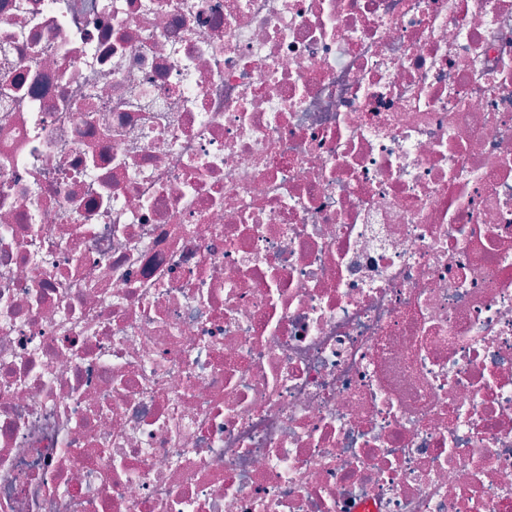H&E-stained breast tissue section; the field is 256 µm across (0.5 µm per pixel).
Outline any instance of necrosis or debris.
Listing matches in <instances>:
<instances>
[{
  "mask_svg": "<svg viewBox=\"0 0 512 512\" xmlns=\"http://www.w3.org/2000/svg\"><path fill=\"white\" fill-rule=\"evenodd\" d=\"M512 512V0H0V512Z\"/></svg>",
  "mask_w": 512,
  "mask_h": 512,
  "instance_id": "necrosis-or-debris-1",
  "label": "necrosis or debris"
}]
</instances>
